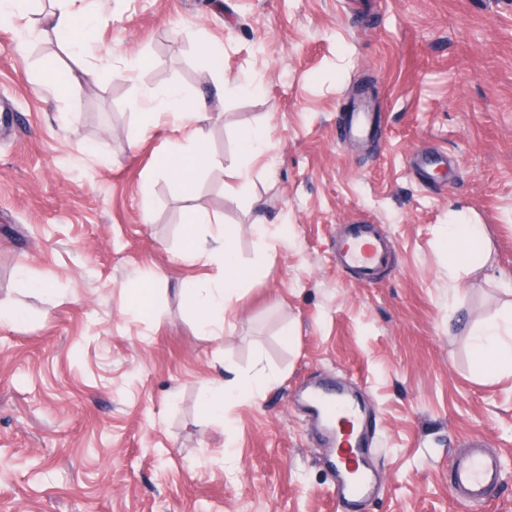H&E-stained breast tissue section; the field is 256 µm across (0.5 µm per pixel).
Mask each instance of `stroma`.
Listing matches in <instances>:
<instances>
[{"mask_svg":"<svg viewBox=\"0 0 512 512\" xmlns=\"http://www.w3.org/2000/svg\"><path fill=\"white\" fill-rule=\"evenodd\" d=\"M53 7L0 28V512H340L318 386L367 417L363 512H512V369L470 336L512 315V0H103L81 56ZM366 76L372 145L342 136ZM170 86L211 114L186 184L162 165L180 128L139 108ZM192 208L246 271L220 336L188 291L224 278L185 254ZM349 224L394 245L371 283L336 260ZM452 224L486 271H449ZM230 378L249 393L206 417ZM473 447L502 464L477 508L448 482ZM482 240V232L476 224H458L448 230V267L467 261Z\"/></svg>","mask_w":512,"mask_h":512,"instance_id":"obj_1","label":"stroma"}]
</instances>
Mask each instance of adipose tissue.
Instances as JSON below:
<instances>
[{
    "label": "adipose tissue",
    "mask_w": 512,
    "mask_h": 512,
    "mask_svg": "<svg viewBox=\"0 0 512 512\" xmlns=\"http://www.w3.org/2000/svg\"><path fill=\"white\" fill-rule=\"evenodd\" d=\"M141 109L147 123L159 122L162 118L173 117L186 124L190 132L187 146L176 149L169 159L167 173L180 182H188L197 168L209 161L206 152L202 122L208 118L203 102L187 104L182 91L174 86L151 93L141 101ZM205 214L191 213L187 220V241L190 254L200 260H220L224 265V283L217 288H203L196 294V316L206 332L217 331L224 325V314L228 308L230 293L243 276L236 259L231 233L210 236L199 235L197 225L207 223ZM475 358L485 370L492 371L500 366H512V329L505 331L501 326L487 323L476 332Z\"/></svg>",
    "instance_id": "adipose-tissue-1"
}]
</instances>
